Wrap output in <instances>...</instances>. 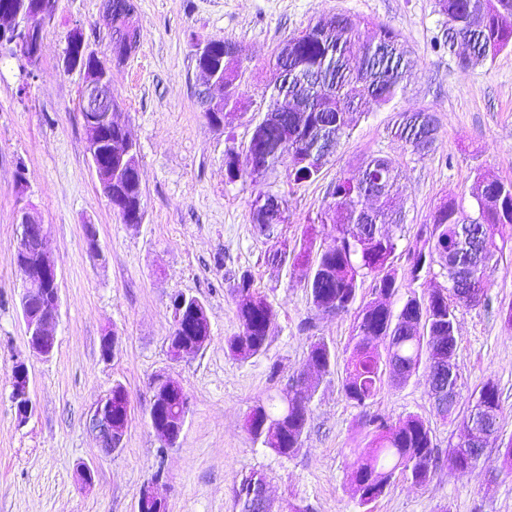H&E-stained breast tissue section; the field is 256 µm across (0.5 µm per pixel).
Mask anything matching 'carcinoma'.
<instances>
[{
  "label": "carcinoma",
  "mask_w": 512,
  "mask_h": 512,
  "mask_svg": "<svg viewBox=\"0 0 512 512\" xmlns=\"http://www.w3.org/2000/svg\"><path fill=\"white\" fill-rule=\"evenodd\" d=\"M438 13L453 20L455 34L462 39L468 52L459 57L464 68L493 61L502 51L512 48V14L504 16L494 0H436ZM483 15V24L471 29L474 16ZM370 25L368 20L349 16L336 22L329 30L319 23H309L287 40L288 56L277 52L273 66L282 70L284 84L273 87L270 98L288 95L298 89L312 99L309 112H279L268 124L266 141H276L285 133L308 139V145L318 142L322 123H336V138L346 134L347 114L350 111L369 112L389 104L397 95L402 81L412 67L411 52L401 35L389 26L379 25L372 40L359 44L360 26ZM220 55L224 56V83L235 80L241 73L240 62L230 56L235 44L218 40ZM421 113H403L395 123L394 135L405 141L411 154L424 156L416 142L415 129L419 128ZM322 173L313 162L288 166V181H314ZM381 175L383 182L374 197L383 199V206L367 215L368 198L360 197L362 185L371 174ZM396 175L394 169L381 157H372L360 167L344 171L336 178L331 199L336 202L328 215L330 225L327 236L331 244L317 255L312 268L317 278L308 294L312 305L320 309H336L347 313L357 298L359 282L371 277L376 291L388 297L396 295V270L387 261L394 259L398 241L390 227L403 223L401 213L392 206V193ZM483 204L478 213L479 223L492 228L489 241V260L504 254L512 239V183H489L482 187ZM460 215L455 206L444 202L432 215L430 223L422 225L415 243L408 248L410 267L420 262L432 269V256H448L456 252ZM501 243H496V240ZM235 307L240 329L225 339L229 352L240 359L263 353L270 344L275 321L268 302L253 288L251 276L244 274L235 289ZM434 315L430 335L452 338L457 323L458 307L452 288L442 295L431 292L420 299L410 296L395 311L384 302L365 305L355 319L351 350L345 368L342 389L347 399L358 406L372 401L382 383L383 363L379 347H393V359L400 370L417 366L421 361L433 365L439 356L430 347L412 337V321L418 309ZM307 362L318 375H328L336 367V351L326 342L311 346ZM490 400V409L498 413L501 402L498 388L490 381L479 390L478 398ZM311 394L305 388L288 389L279 398V404L268 408L257 405L246 420V428L253 440L282 457L295 454L302 445L303 434L310 421ZM287 415L281 430L270 432L266 421ZM374 429L369 451L356 462L353 471L355 484H363L371 496L361 501L367 504L390 485L396 470L423 484L430 479L435 466V448L429 426L419 418L408 416L394 423L380 415L368 419ZM265 485V478L253 473L245 477L238 491L240 512H250L254 498Z\"/></svg>",
  "instance_id": "carcinoma-1"
}]
</instances>
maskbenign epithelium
<instances>
[{"label": "benign epithelium", "mask_w": 512, "mask_h": 512, "mask_svg": "<svg viewBox=\"0 0 512 512\" xmlns=\"http://www.w3.org/2000/svg\"><path fill=\"white\" fill-rule=\"evenodd\" d=\"M104 11L111 21V28L121 29L140 36L136 15L112 6L105 0ZM55 18L54 0H19V4L0 11V43L12 47L31 64L40 56L42 29ZM213 43L202 41L195 47L198 71L205 77L206 88L202 92L206 111L217 118L216 125L224 126V97L238 92L242 86L226 85L217 78L218 66L211 60ZM120 57V51L110 49L107 58H102L85 42L82 28L73 26L67 36V46L62 57V68L77 71L82 76L80 87V112L86 129V149L93 170L108 199L111 208L118 212L129 207L128 199L112 182V165L125 168L139 164L138 149L130 136L114 143H104L101 133L114 126L123 125L116 112L118 104L112 94V69ZM283 147L290 148V157L295 161L316 160L325 165L333 153L325 149H305V145L294 139H283ZM247 174L253 181L268 176L270 157L246 152ZM256 208L263 213L275 212L288 218L285 203L279 195H266L258 200ZM22 233L16 254V264L23 276L21 312L26 327L29 347L43 356L53 353L56 345V328L60 308L59 271L55 259L45 248L47 229L28 212H23L20 221ZM465 254L457 255L451 280L457 302L462 307L476 305L482 299L483 288L474 281L472 268L481 261L489 248L486 227L474 223L466 224ZM439 368L430 370L431 393L440 414L454 408L458 398L453 380L458 375L453 354L448 345L440 349ZM11 382L15 384L18 401L17 420L27 422L33 414V402L29 390V372L22 360H15L11 369ZM165 390L152 389L153 403L149 412V423L161 441L175 445L184 429L189 413L188 397L178 381L165 379ZM131 411L130 403L120 389L113 388L102 396L90 409L89 429L96 434L101 447L112 451L121 447L126 422ZM497 415L484 407L470 411L459 424L458 438L468 462L476 464L483 455L486 439L495 427ZM157 482L151 481L141 491L137 512L152 509L159 512L165 501L156 490Z\"/></svg>", "instance_id": "benign-epithelium-1"}]
</instances>
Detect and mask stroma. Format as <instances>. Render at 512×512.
<instances>
[{
	"label": "stroma",
	"mask_w": 512,
	"mask_h": 512,
	"mask_svg": "<svg viewBox=\"0 0 512 512\" xmlns=\"http://www.w3.org/2000/svg\"><path fill=\"white\" fill-rule=\"evenodd\" d=\"M140 46L112 73L121 118L139 147L144 217L124 224L104 196L86 151L78 108L81 77L60 65L66 36L81 24L85 41L107 50L102 0H59L43 28L36 65L0 48V512H136L144 484L163 471L158 488L167 512H240L242 477L266 478L269 512H512V468L502 448L512 441V252L487 271L482 302L460 310L455 359L461 376L459 412L486 381L499 389L498 439L480 462L461 472L448 463L457 419L440 416L431 397L429 368L408 381L385 382L367 407L348 400L342 379L354 313L314 309L304 286L305 265L268 262L272 242L252 222L251 205L269 193L285 195L288 221L279 231L289 244L329 240L321 220L341 171L369 158L388 160L398 173L403 222L393 267L399 308L411 295L448 285L436 264L416 283L405 275L408 247L437 206L454 201L477 214L471 196L476 175L512 182V50L489 64L461 69L444 48V18L436 0H134ZM347 14L396 30L413 69L396 98L354 114L351 130L319 178L294 184L284 167L265 180H229L225 159L242 152L261 108L269 101L272 59L290 36L313 19ZM236 43L248 98L223 127L210 124L196 68L198 42ZM435 116L437 141L424 157L412 155L391 129L401 112ZM30 210L48 229L47 248L59 269L61 308L54 353L29 350L21 316L22 275L15 257ZM276 315V332L262 354L230 356L226 337L238 332L234 295L242 274ZM183 293L205 305L211 340L172 362L170 300ZM114 335L116 352L101 343ZM325 341L336 367L312 377L316 391L300 451L286 458L252 440V408L279 393L307 367L311 345ZM25 358L34 413L18 424L10 401L15 357ZM176 379L189 398L178 443L163 447L149 424L152 380ZM131 400L121 448L109 453L88 430L90 407L115 384ZM414 415L431 428L438 461L429 481L395 477L385 493L364 505L352 481L357 457L373 437L371 415ZM90 467L91 485L77 471Z\"/></svg>",
	"instance_id": "stroma-1"
}]
</instances>
